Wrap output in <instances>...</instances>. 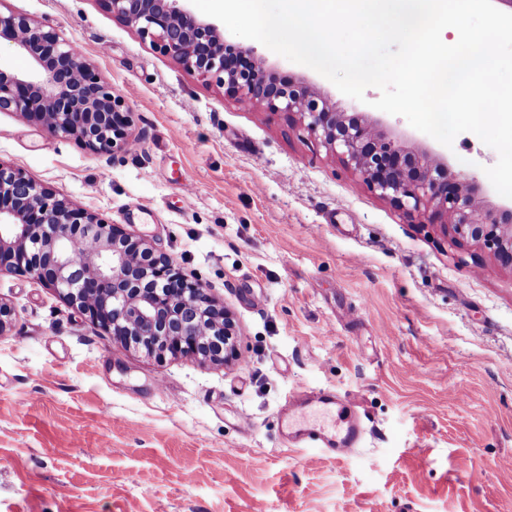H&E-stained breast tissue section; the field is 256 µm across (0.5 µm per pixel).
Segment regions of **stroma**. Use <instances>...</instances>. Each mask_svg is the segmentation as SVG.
Segmentation results:
<instances>
[{
    "instance_id": "stroma-1",
    "label": "stroma",
    "mask_w": 512,
    "mask_h": 512,
    "mask_svg": "<svg viewBox=\"0 0 512 512\" xmlns=\"http://www.w3.org/2000/svg\"><path fill=\"white\" fill-rule=\"evenodd\" d=\"M75 37L133 111L92 152L0 112V163L172 257L232 314L249 365L157 361L0 272V512H512V271L372 192L279 114L176 66L97 0H5ZM403 146L505 204L475 134L444 146L264 45ZM355 399L364 445L287 447L289 395ZM482 470V481L470 478Z\"/></svg>"
}]
</instances>
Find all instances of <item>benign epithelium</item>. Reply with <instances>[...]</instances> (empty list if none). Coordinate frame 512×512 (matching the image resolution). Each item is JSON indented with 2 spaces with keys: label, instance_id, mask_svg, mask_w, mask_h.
<instances>
[{
  "label": "benign epithelium",
  "instance_id": "obj_1",
  "mask_svg": "<svg viewBox=\"0 0 512 512\" xmlns=\"http://www.w3.org/2000/svg\"><path fill=\"white\" fill-rule=\"evenodd\" d=\"M97 2L177 66L224 88L225 96L295 118L405 215L449 220L444 229L453 242L476 246L512 270V207L485 204L477 186L440 157L406 149L374 123L338 111L311 86L257 65L255 48L226 44L218 25L181 5L182 0ZM0 38L30 62L26 72L0 69V112L96 153L127 145L132 110L75 50V38L9 9H0ZM2 270L34 277L114 341L158 361L240 357L224 309L173 259L0 163Z\"/></svg>",
  "mask_w": 512,
  "mask_h": 512
}]
</instances>
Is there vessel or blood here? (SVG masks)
Wrapping results in <instances>:
<instances>
[{
	"mask_svg": "<svg viewBox=\"0 0 512 512\" xmlns=\"http://www.w3.org/2000/svg\"><path fill=\"white\" fill-rule=\"evenodd\" d=\"M290 404L292 411L287 418L283 419L282 425L289 437L295 439L299 445L326 448L342 455L356 451L361 444L364 429L358 416H346L337 426L304 419V411L313 407L327 415L335 412L339 404L337 398L321 392L310 394L303 392L293 395Z\"/></svg>",
	"mask_w": 512,
	"mask_h": 512,
	"instance_id": "b4317fda",
	"label": "vessel or blood"
}]
</instances>
